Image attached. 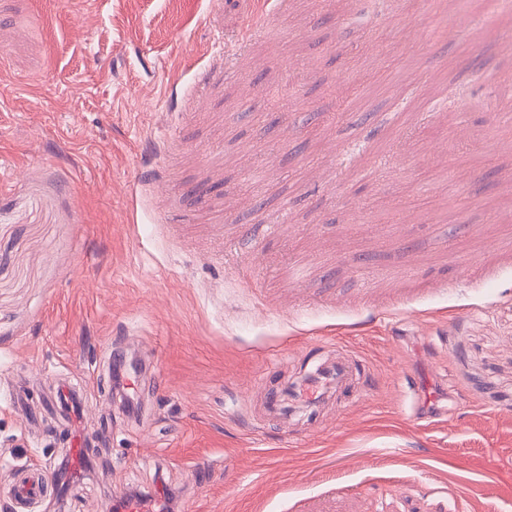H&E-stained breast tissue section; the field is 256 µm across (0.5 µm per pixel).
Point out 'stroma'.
I'll return each instance as SVG.
<instances>
[{
	"label": "stroma",
	"instance_id": "stroma-1",
	"mask_svg": "<svg viewBox=\"0 0 512 512\" xmlns=\"http://www.w3.org/2000/svg\"><path fill=\"white\" fill-rule=\"evenodd\" d=\"M489 0H0V505L69 435L37 512H512V129L464 86ZM296 96L268 103L274 82ZM368 387L284 429L270 369Z\"/></svg>",
	"mask_w": 512,
	"mask_h": 512
}]
</instances>
